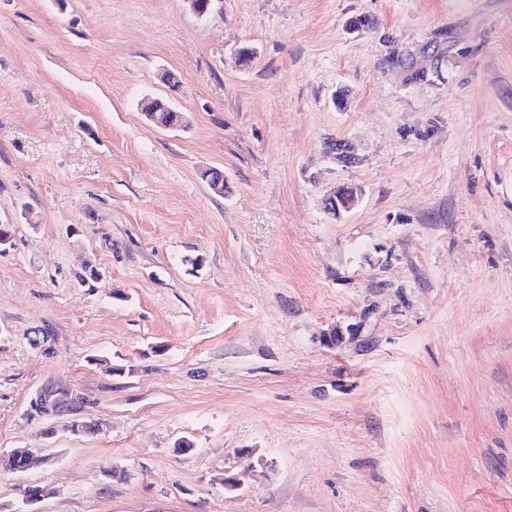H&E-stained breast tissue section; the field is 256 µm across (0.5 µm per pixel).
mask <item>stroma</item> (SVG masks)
Instances as JSON below:
<instances>
[{"label": "stroma", "mask_w": 512, "mask_h": 512, "mask_svg": "<svg viewBox=\"0 0 512 512\" xmlns=\"http://www.w3.org/2000/svg\"><path fill=\"white\" fill-rule=\"evenodd\" d=\"M0 224V512H512V0H0ZM152 104H153V102L151 100V101L145 103V105L143 106V109H142V111L145 112V114L147 115L148 120L150 121L151 124L161 127V128H164V129H169V130H175V129L186 127L187 121H188L187 116L184 113H181V111H178L174 108L170 109L172 112H178V114H179V116L175 115L176 120L179 117V121L177 122V124H172L171 118L169 116H167L166 114L160 113V112H164V113L168 112V108L170 107V103L168 101L157 99L156 105H157L159 112H156L154 110ZM68 391L58 392L54 389V387H45L40 392H38V396L33 400L34 403H40L48 410V412L41 413L42 416H48L58 413V404L61 401L69 402L72 400Z\"/></svg>", "instance_id": "1"}]
</instances>
